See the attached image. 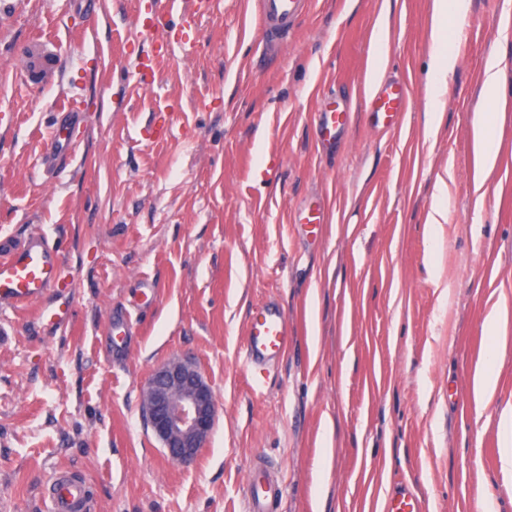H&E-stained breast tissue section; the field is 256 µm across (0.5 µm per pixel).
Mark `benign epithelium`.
<instances>
[{
    "mask_svg": "<svg viewBox=\"0 0 512 512\" xmlns=\"http://www.w3.org/2000/svg\"><path fill=\"white\" fill-rule=\"evenodd\" d=\"M143 411L167 455L183 464L197 459L217 417L211 385L197 364L185 357L154 371L143 391Z\"/></svg>",
    "mask_w": 512,
    "mask_h": 512,
    "instance_id": "obj_1",
    "label": "benign epithelium"
}]
</instances>
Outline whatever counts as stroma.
Wrapping results in <instances>:
<instances>
[{"label": "stroma", "mask_w": 512, "mask_h": 512, "mask_svg": "<svg viewBox=\"0 0 512 512\" xmlns=\"http://www.w3.org/2000/svg\"><path fill=\"white\" fill-rule=\"evenodd\" d=\"M434 0H311L281 53L264 54L253 0H214L184 46L183 19L141 30L153 0H13L0 10V227L63 244V292L10 313L0 342V512H45L56 470L87 482L93 512H248L246 470L276 467L281 512H382L412 481L424 512H512V0H469L440 23ZM446 25L457 64L427 133L429 75ZM53 44L52 80L21 56ZM403 81L401 126L363 107L376 53ZM148 53L167 56L151 89ZM501 71L482 94L488 59ZM352 107L336 155L315 142L322 96ZM69 102L75 158L47 167ZM490 113L485 170L471 125ZM323 203L315 242L295 213ZM156 293L110 357L112 313ZM275 299L297 341L254 384L253 307ZM65 308L48 325L43 308ZM507 314L498 334L487 318ZM495 362H488L490 347ZM193 357L217 405L191 464L165 453L143 390ZM492 366L485 397L474 381Z\"/></svg>", "instance_id": "obj_1"}]
</instances>
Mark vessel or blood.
Instances as JSON below:
<instances>
[{"label":"vessel or blood","mask_w":512,"mask_h":512,"mask_svg":"<svg viewBox=\"0 0 512 512\" xmlns=\"http://www.w3.org/2000/svg\"><path fill=\"white\" fill-rule=\"evenodd\" d=\"M257 25L268 46L274 47L287 39L297 20L309 7V0H256ZM164 10L141 19L147 32L165 29L167 11L182 8L186 22L185 37L194 32L193 17L202 0H164ZM57 52L36 42L30 45L23 60L28 83L42 84L54 70ZM366 112L376 124L395 127L402 123L408 108L406 86L397 80L379 82L364 100ZM351 123L348 105L337 103L335 97L320 101L314 114L318 143L327 150L334 149L337 140ZM78 144L70 136L69 122L52 127L48 137L47 162L71 158ZM66 270L58 242L41 231H31L23 237L0 233V335H6L3 321L6 312L27 308L47 293L65 288ZM295 341V328L278 301L270 300L255 308L247 318L245 352L251 365L271 367L279 363ZM54 489L46 503L47 512H87L84 483L72 480L65 471H57ZM282 485L274 466L265 458L254 459L247 472L246 496L249 512H277L282 499ZM384 512H422L420 499L406 482L392 484L384 504Z\"/></svg>","instance_id":"b4317fda"}]
</instances>
